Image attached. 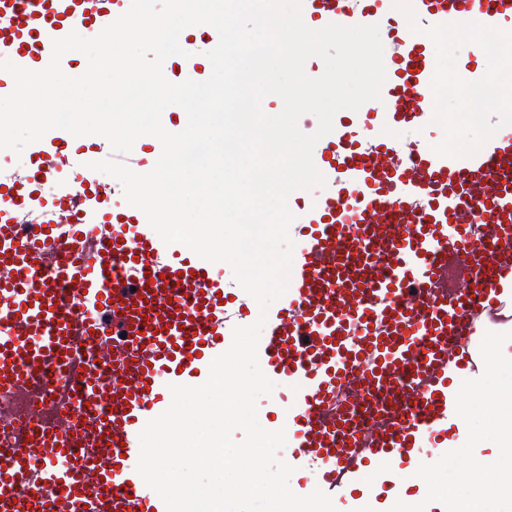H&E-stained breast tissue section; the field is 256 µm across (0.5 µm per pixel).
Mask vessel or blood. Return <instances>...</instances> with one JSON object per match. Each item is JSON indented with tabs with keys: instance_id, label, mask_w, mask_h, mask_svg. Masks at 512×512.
Listing matches in <instances>:
<instances>
[{
	"instance_id": "1",
	"label": "vessel or blood",
	"mask_w": 512,
	"mask_h": 512,
	"mask_svg": "<svg viewBox=\"0 0 512 512\" xmlns=\"http://www.w3.org/2000/svg\"><path fill=\"white\" fill-rule=\"evenodd\" d=\"M130 4L0 0V59L44 69L53 40ZM302 18L378 25L396 50L380 99L317 141L322 191L288 198L290 282L258 344L279 388L266 416L315 488L387 512L406 473L466 438L456 394L483 372L485 333L512 329V130L477 97L489 134L431 145L425 41L512 27V0H302ZM76 150L50 130L0 180V512H166L136 471L139 434L170 385L206 381L257 303L92 169L72 172Z\"/></svg>"
}]
</instances>
